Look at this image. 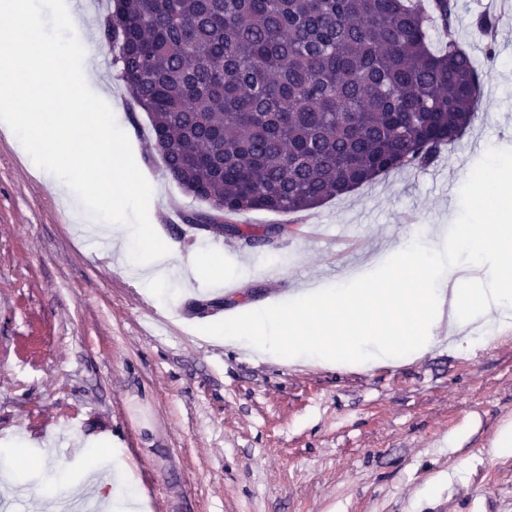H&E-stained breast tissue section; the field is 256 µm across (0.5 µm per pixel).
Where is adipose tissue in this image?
Segmentation results:
<instances>
[{
	"label": "adipose tissue",
	"instance_id": "adipose-tissue-1",
	"mask_svg": "<svg viewBox=\"0 0 512 512\" xmlns=\"http://www.w3.org/2000/svg\"><path fill=\"white\" fill-rule=\"evenodd\" d=\"M36 0H0V19L6 26L9 40L0 48V126L12 131L20 152L31 155L35 164L53 176L58 197L76 209L90 223L98 224L104 239L119 252L121 266L132 265L131 242L145 243L147 254L142 262L150 273L140 279V287L158 291L165 284L155 274L156 266L168 263L171 253L153 225L109 223L107 217L114 205L125 201V185L134 175L119 163L114 147L122 137L112 123L110 111L96 107L81 94L83 85L92 78L89 55L78 56L74 75L58 80L52 65L54 53H72L68 44H48L32 40L31 24L39 20ZM24 70L38 80L54 84L58 97L70 103L67 112H42L29 104L20 110L19 101H28L26 85L15 78ZM26 112L27 123L17 120ZM95 112L97 125L82 145H75L68 133L83 124L88 112ZM53 130V151L37 149L31 142L29 128ZM78 167L99 187L95 206H87L67 177L69 167ZM496 196L499 216L489 224H466L456 232L458 242L479 256L499 253L501 261L493 281L487 288L449 284L437 276V268L447 263L445 253L424 256L405 247L389 257L391 276L413 272L421 277L419 288L395 294L384 288L313 287L300 293L292 305H265L242 318L224 324V338L232 343L246 344L258 356L287 358L289 362L334 364L340 367L374 368L399 358L421 355L433 347L441 334L462 332L474 322V314L486 320L512 318V181L491 179L487 188H476L474 198L483 194ZM408 310L410 329L400 328L394 313Z\"/></svg>",
	"mask_w": 512,
	"mask_h": 512
}]
</instances>
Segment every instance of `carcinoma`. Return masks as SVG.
I'll return each instance as SVG.
<instances>
[{"instance_id": "carcinoma-1", "label": "carcinoma", "mask_w": 512, "mask_h": 512, "mask_svg": "<svg viewBox=\"0 0 512 512\" xmlns=\"http://www.w3.org/2000/svg\"><path fill=\"white\" fill-rule=\"evenodd\" d=\"M455 21L456 0H108L103 32L168 174L224 201L184 223L251 244L272 230L233 217L308 211L461 139L482 74L431 43Z\"/></svg>"}]
</instances>
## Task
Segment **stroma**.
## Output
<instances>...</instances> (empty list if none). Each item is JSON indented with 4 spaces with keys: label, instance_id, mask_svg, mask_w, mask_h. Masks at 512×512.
<instances>
[{
    "label": "stroma",
    "instance_id": "1",
    "mask_svg": "<svg viewBox=\"0 0 512 512\" xmlns=\"http://www.w3.org/2000/svg\"><path fill=\"white\" fill-rule=\"evenodd\" d=\"M79 0H51L45 37L88 39L93 85L125 138L122 154L145 189L113 211L153 224L174 268L220 256L224 274L180 280L149 297L71 221L48 176L33 175L0 130V467L22 439L31 459L6 512H58L39 496L55 480L109 475L100 494L133 488L138 512H512V331L490 343L440 342L423 355L366 370L298 366L256 357L214 337L215 326L269 300H291L399 246L437 251L443 231L488 219L471 188L512 173V16L497 18L495 59L476 26L483 0H457L451 31L483 73L480 105L460 141L424 169L300 213L251 211L237 224L287 225L273 243L214 236L183 222L204 204L184 193L151 148L145 113L132 110L101 30L106 6L70 23ZM237 283L234 293L225 281ZM223 298V307L211 306Z\"/></svg>",
    "mask_w": 512,
    "mask_h": 512
}]
</instances>
